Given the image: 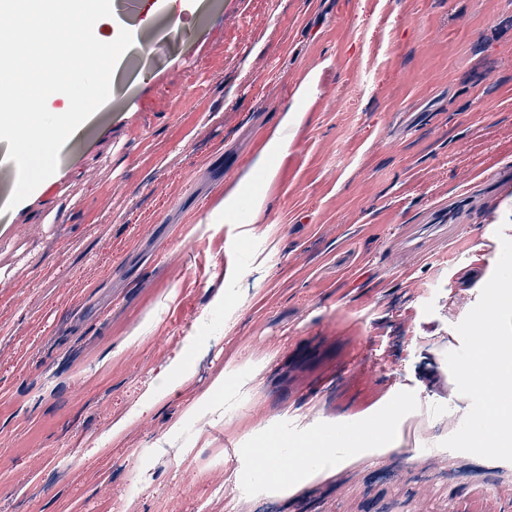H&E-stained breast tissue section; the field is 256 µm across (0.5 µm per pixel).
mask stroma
<instances>
[{
    "mask_svg": "<svg viewBox=\"0 0 512 512\" xmlns=\"http://www.w3.org/2000/svg\"><path fill=\"white\" fill-rule=\"evenodd\" d=\"M0 216V512H512L462 443L512 291V0H187ZM250 223L221 202L307 76ZM390 421L299 489L247 451ZM511 298L497 291H490L485 301V309L483 312L475 314L472 317L471 324L473 326V336L471 342L477 349H482L489 361L492 363L499 354L498 343H495L486 327L488 315L501 308L511 305Z\"/></svg>",
    "mask_w": 512,
    "mask_h": 512,
    "instance_id": "obj_1",
    "label": "stroma"
}]
</instances>
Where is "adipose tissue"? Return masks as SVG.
I'll list each match as a JSON object with an SVG mask.
<instances>
[{
  "label": "adipose tissue",
  "mask_w": 512,
  "mask_h": 512,
  "mask_svg": "<svg viewBox=\"0 0 512 512\" xmlns=\"http://www.w3.org/2000/svg\"><path fill=\"white\" fill-rule=\"evenodd\" d=\"M9 12L15 23L0 29V135L12 146L11 159L25 176L17 181L18 196L44 191L54 169H36L41 156H57L63 147L97 113L112 101L111 77L117 62L131 49L132 36L115 31L112 0H0V12ZM309 81L297 85L295 102L284 108L276 131L269 138L263 157L288 148L289 128L300 124L305 114L296 103L307 97ZM63 100V109L49 108L51 100ZM464 381L480 379L493 400L495 412L481 419L475 440L490 457L512 451V357L487 367L482 352H475L462 375ZM344 447L332 439L301 440L294 450L295 463L277 472L281 488L304 480L311 469L333 471L355 453L366 452L374 435L367 423H337Z\"/></svg>",
  "instance_id": "ef3b65f1"
}]
</instances>
